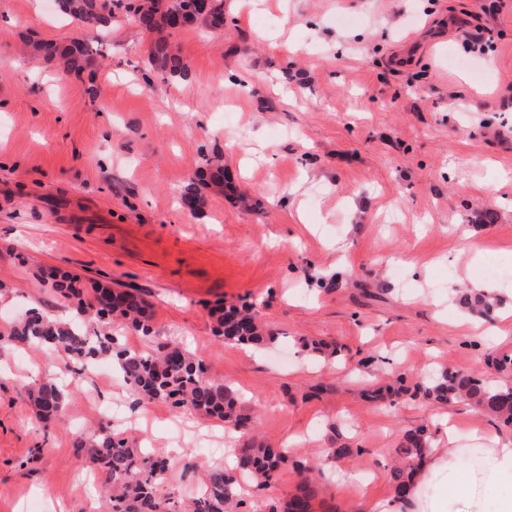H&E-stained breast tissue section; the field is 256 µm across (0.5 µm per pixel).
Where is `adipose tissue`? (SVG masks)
I'll return each instance as SVG.
<instances>
[{"label":"adipose tissue","instance_id":"1","mask_svg":"<svg viewBox=\"0 0 512 512\" xmlns=\"http://www.w3.org/2000/svg\"><path fill=\"white\" fill-rule=\"evenodd\" d=\"M437 420L446 429V443L430 450L413 478L412 512H476L490 492L512 483V440L471 433L469 441L476 449L471 455L461 448L450 415H438Z\"/></svg>","mask_w":512,"mask_h":512}]
</instances>
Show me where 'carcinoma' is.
Returning <instances> with one entry per match:
<instances>
[{
    "label": "carcinoma",
    "instance_id": "cac0c4a2",
    "mask_svg": "<svg viewBox=\"0 0 512 512\" xmlns=\"http://www.w3.org/2000/svg\"><path fill=\"white\" fill-rule=\"evenodd\" d=\"M58 11L86 29L98 32L112 26V19L124 14L142 31L158 35L151 54V66L163 79H185L188 65L173 46L170 36L176 29L170 17L182 14L195 23L196 0H56ZM34 57H60L66 69L77 74L93 63V51L81 38H73L60 47L52 42L31 41L27 44ZM224 180V169L217 167L201 173L181 191V199H193L204 204L201 181ZM59 298L75 305L79 314L89 311L103 318L120 319L144 336L152 333L148 303L136 292L105 288L96 282L84 283L76 276L54 269L48 279ZM459 304L486 318L492 317L500 300L488 293L465 290L458 294ZM218 337L226 342L262 348L272 337L260 323L251 306H221L217 311ZM7 338L13 343L43 350L52 355L62 351L72 363L88 366L117 358L120 377L143 403H170L188 407L199 413L229 423L247 434L250 417L239 403L236 390L207 375L205 358L178 346L163 353L131 350L120 345L119 337L100 330L90 332L71 322H59L37 313H27L12 324ZM302 351L309 356H334L336 351L320 341L301 342ZM407 391L404 386H372L365 397L372 402L394 401ZM30 402L45 420L59 415L64 401L63 391L54 380L46 379L27 389ZM412 396L434 404L468 401L478 413L512 427V386H492L478 374L445 368L432 380L414 385ZM430 427L427 424L404 431L396 453L402 467L393 473L394 500L408 502L409 486L417 465L431 447ZM89 460L104 475L102 490L111 502L112 512H237L241 505L238 490L248 479L267 488L275 480L280 466L288 461L283 449L271 448L254 438L245 440L235 450L231 467H212L206 472L203 493L184 507L165 492L164 483L175 462L144 448H133L105 429L76 441ZM319 487L310 477L298 484L282 509L269 507L268 512H314L313 502Z\"/></svg>",
    "mask_w": 512,
    "mask_h": 512
}]
</instances>
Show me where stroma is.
Masks as SVG:
<instances>
[{"label":"stroma","mask_w":512,"mask_h":512,"mask_svg":"<svg viewBox=\"0 0 512 512\" xmlns=\"http://www.w3.org/2000/svg\"><path fill=\"white\" fill-rule=\"evenodd\" d=\"M488 2L224 0L223 31L173 35L190 76L165 82L149 68L154 34L130 20L102 34L55 0H0V512H110L73 446L103 424L175 458L165 490L183 499L237 441L185 408L140 413L111 362L76 377L9 343L31 308L76 316L44 268L137 290L152 333L112 321L122 344L199 351L254 414L253 435L318 473L315 512L391 497L403 432L437 411L371 404L366 385L444 367L512 385L488 364L512 356V0L494 15ZM477 25L494 32L481 54L465 38ZM75 37L94 76L24 52ZM216 162L252 207L209 185L184 208L183 186ZM487 209L494 223L479 224ZM464 232L484 257L461 254ZM488 266L502 304L475 328L448 289ZM335 274L342 287H327ZM232 303L256 306L273 337L263 351L217 339L211 311ZM304 338L341 355L299 362ZM53 370L67 399L47 426L24 388ZM338 434L354 453L331 462Z\"/></svg>","instance_id":"35a3bbf8"}]
</instances>
